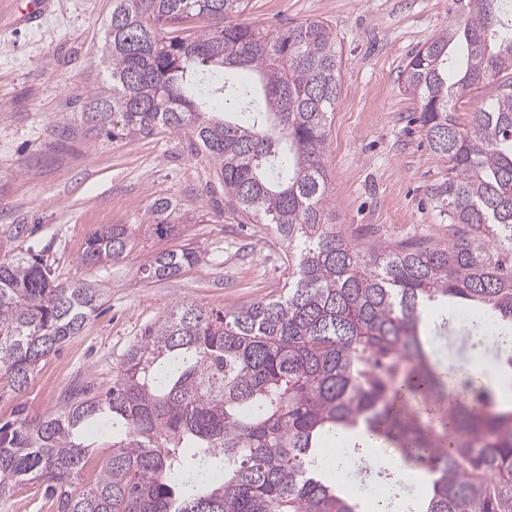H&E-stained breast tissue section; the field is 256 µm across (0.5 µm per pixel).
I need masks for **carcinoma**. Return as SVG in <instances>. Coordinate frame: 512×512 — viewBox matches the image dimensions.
Wrapping results in <instances>:
<instances>
[{
  "label": "carcinoma",
  "instance_id": "carcinoma-1",
  "mask_svg": "<svg viewBox=\"0 0 512 512\" xmlns=\"http://www.w3.org/2000/svg\"><path fill=\"white\" fill-rule=\"evenodd\" d=\"M249 0H112L105 36L111 87L90 90L81 117L114 139L158 129L213 160L224 194L271 225L288 248L277 298L228 312L175 305L124 353L105 393H77L31 424H0V497L32 480L59 512H359L345 482L323 474L330 437L362 458L356 429L426 473L400 493L399 471L357 470L402 512H512V0H454L458 16L408 61L431 150L448 158L436 191L457 235L353 242L336 224L325 157L341 55L320 20L270 30L243 19ZM495 94L462 127L452 101ZM177 206L152 205L155 230ZM123 224L95 231L85 264L120 258ZM190 250L149 256L141 274H180ZM100 289L58 283L36 254L0 263V381L21 391L39 362L80 333ZM486 311L469 336L492 335L493 372L437 362L425 309ZM112 432L94 459L81 430Z\"/></svg>",
  "mask_w": 512,
  "mask_h": 512
}]
</instances>
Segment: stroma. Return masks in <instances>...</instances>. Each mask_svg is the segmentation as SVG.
I'll return each instance as SVG.
<instances>
[{"instance_id":"1","label":"stroma","mask_w":512,"mask_h":512,"mask_svg":"<svg viewBox=\"0 0 512 512\" xmlns=\"http://www.w3.org/2000/svg\"><path fill=\"white\" fill-rule=\"evenodd\" d=\"M33 25L12 19L26 0H0V262L35 251L60 282L100 288V310L41 361L19 393L0 391V423L64 409L70 392H105L123 354L176 304L230 311L278 296L288 252L224 193L212 159L188 137L160 130L113 139L91 134L80 116L86 91L107 82L105 22L112 0H50ZM449 0H250L251 21L280 28L326 22L342 51L341 92L326 166L336 216L357 242L424 240L446 245L448 216L433 196L449 162L433 153L420 112L403 89L411 54L448 27ZM181 219L160 237L155 199ZM132 232L122 258L82 263L88 237L105 225ZM189 249L199 260L171 279L144 278L146 257ZM462 321L433 333L437 358L470 369L491 366L496 347L462 349ZM0 512H58L39 482L0 499Z\"/></svg>"}]
</instances>
